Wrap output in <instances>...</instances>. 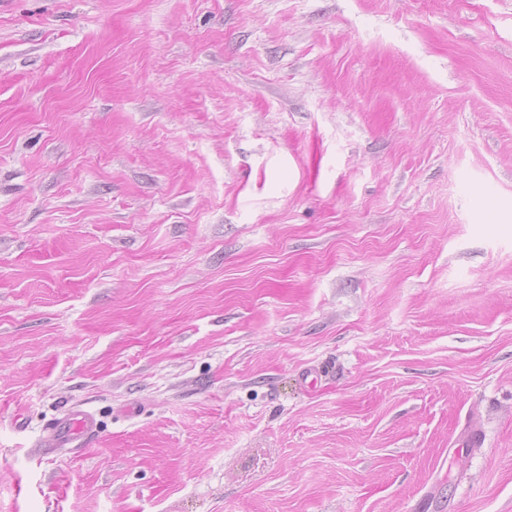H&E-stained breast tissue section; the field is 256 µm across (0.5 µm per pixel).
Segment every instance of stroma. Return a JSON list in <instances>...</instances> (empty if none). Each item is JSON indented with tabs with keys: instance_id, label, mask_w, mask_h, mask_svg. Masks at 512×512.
<instances>
[{
	"instance_id": "obj_1",
	"label": "stroma",
	"mask_w": 512,
	"mask_h": 512,
	"mask_svg": "<svg viewBox=\"0 0 512 512\" xmlns=\"http://www.w3.org/2000/svg\"><path fill=\"white\" fill-rule=\"evenodd\" d=\"M0 512H512V0H0ZM99 433L98 422L88 409L70 410L55 419L41 448H88Z\"/></svg>"
}]
</instances>
